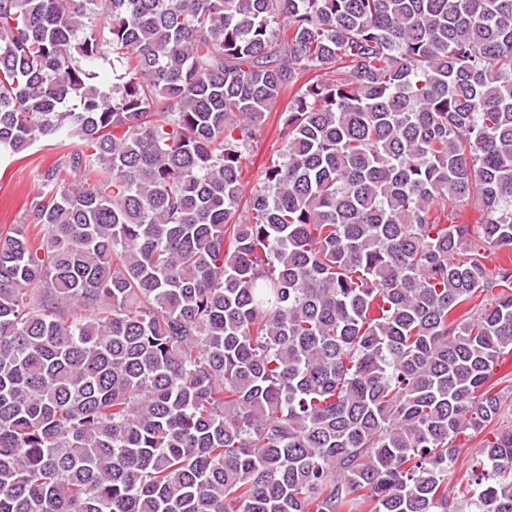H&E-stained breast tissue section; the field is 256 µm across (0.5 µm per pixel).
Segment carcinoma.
<instances>
[{
    "instance_id": "cac0c4a2",
    "label": "carcinoma",
    "mask_w": 512,
    "mask_h": 512,
    "mask_svg": "<svg viewBox=\"0 0 512 512\" xmlns=\"http://www.w3.org/2000/svg\"><path fill=\"white\" fill-rule=\"evenodd\" d=\"M41 141L0 512H512V430L448 494L512 404V0H0ZM272 117L268 125L266 137L260 141L251 152L244 179L245 195H249L251 189L256 185L257 180L261 178L262 163L263 161H268L270 153L272 152L271 144L275 140L276 136V132L274 130L275 125L272 122ZM489 430H486L481 434L472 433L469 437L464 435H460V437H458L456 445L459 448L456 452L457 462L455 465V472L448 479V491H450V494H452L453 490L456 489L455 486L461 478H464V482L468 479L470 467L478 458V449L481 448V445L486 438L492 437V434L488 433Z\"/></svg>"
}]
</instances>
